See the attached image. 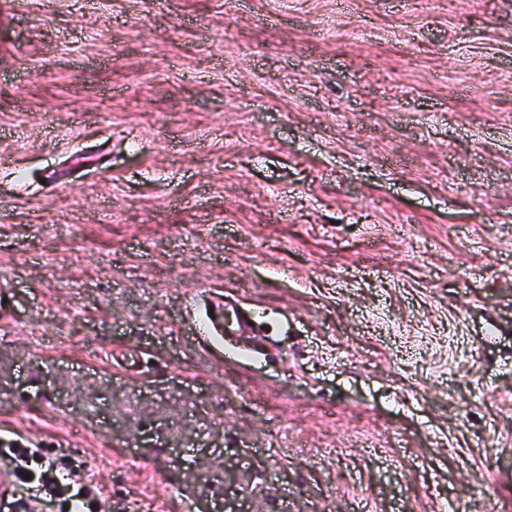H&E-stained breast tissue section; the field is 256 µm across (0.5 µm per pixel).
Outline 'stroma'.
<instances>
[{"label": "stroma", "mask_w": 512, "mask_h": 512, "mask_svg": "<svg viewBox=\"0 0 512 512\" xmlns=\"http://www.w3.org/2000/svg\"><path fill=\"white\" fill-rule=\"evenodd\" d=\"M1 432L100 512H512V0H0Z\"/></svg>", "instance_id": "obj_1"}]
</instances>
